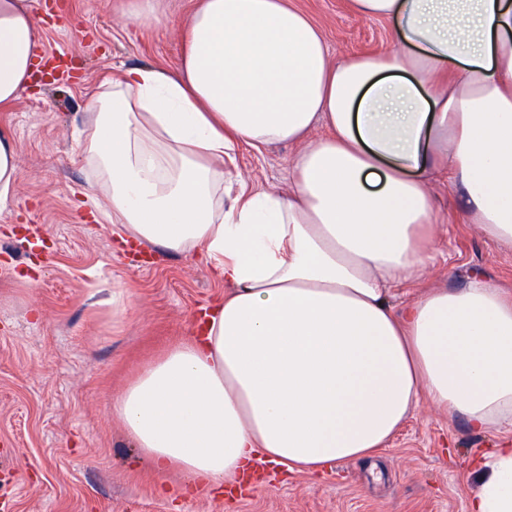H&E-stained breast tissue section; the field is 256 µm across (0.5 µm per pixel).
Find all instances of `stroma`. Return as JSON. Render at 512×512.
<instances>
[{"label":"stroma","instance_id":"1","mask_svg":"<svg viewBox=\"0 0 512 512\" xmlns=\"http://www.w3.org/2000/svg\"><path fill=\"white\" fill-rule=\"evenodd\" d=\"M199 0H157L161 23L127 17L129 0H33L48 66L0 107L19 159L14 198L0 209V512H466L478 484L472 461L499 435L472 433L463 417L421 400L376 458L348 460L322 477L275 470L261 486L216 496L182 493V473L157 472L129 444L112 398L134 373L189 336L198 314L224 297L194 253L153 247L134 262L92 204L97 171L83 151L89 100L125 70L174 68L180 24ZM318 25L332 57L388 51L390 26L350 0H292ZM293 146L241 148L234 180L287 190ZM435 238L426 274L407 303L433 287L460 288L473 273L512 291V249L470 224L450 176L432 185ZM126 311L112 314L113 294Z\"/></svg>","mask_w":512,"mask_h":512}]
</instances>
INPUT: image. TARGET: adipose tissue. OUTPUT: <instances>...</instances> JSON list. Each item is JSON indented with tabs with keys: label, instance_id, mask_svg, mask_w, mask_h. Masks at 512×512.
Returning a JSON list of instances; mask_svg holds the SVG:
<instances>
[{
	"label": "adipose tissue",
	"instance_id": "1",
	"mask_svg": "<svg viewBox=\"0 0 512 512\" xmlns=\"http://www.w3.org/2000/svg\"><path fill=\"white\" fill-rule=\"evenodd\" d=\"M352 2L393 49L335 59L290 0H202L174 72L127 69L89 105L115 234L201 250L226 288L112 401L157 471L218 491L260 462L320 474L373 457L424 398L512 435V292L477 275L393 303L429 257L438 166L512 248V0ZM39 51L31 0H0V105ZM278 144L288 192L226 180L241 147ZM473 469L468 512H512V446Z\"/></svg>",
	"mask_w": 512,
	"mask_h": 512
}]
</instances>
